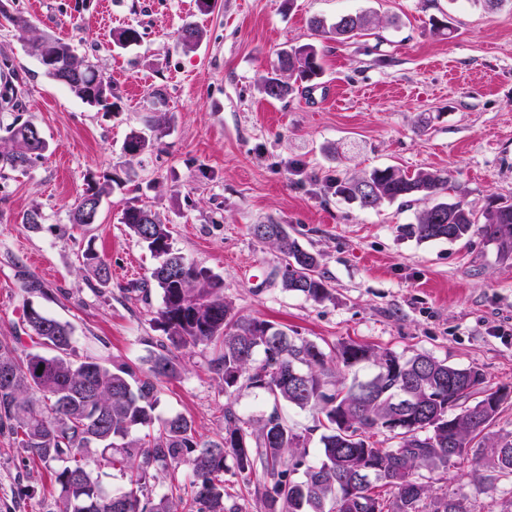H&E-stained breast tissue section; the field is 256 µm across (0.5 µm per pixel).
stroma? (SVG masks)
Listing matches in <instances>:
<instances>
[{
	"mask_svg": "<svg viewBox=\"0 0 512 512\" xmlns=\"http://www.w3.org/2000/svg\"><path fill=\"white\" fill-rule=\"evenodd\" d=\"M1 1L28 26L0 25V62L24 89L20 112L0 111V145L19 120L49 148L25 169L0 170V338L32 307L69 324L78 353L147 369L162 297L155 287L145 299L127 292L155 264L120 222L136 204L168 224L175 249L223 278L242 315L323 347L354 341L476 366L488 387L512 389V261L477 234L409 236L424 201L363 210L325 189L330 177L394 165L448 172L449 201L477 211L493 197L512 200V0L492 11L480 0H217L210 10L199 0ZM364 10L380 20L375 35L339 43L311 25ZM435 19L450 35L432 33ZM189 23L203 32L191 51L178 43ZM129 26L139 42L116 46L114 32ZM45 33L97 64L112 83L111 111L44 75L31 44ZM307 43L323 51L315 88L283 100L261 93L278 52ZM157 89L164 103L154 102ZM154 125L162 138L126 154L130 133ZM130 168L138 179L104 198L95 224L75 226L88 181ZM29 210L41 213L39 228L22 224ZM271 223L319 254L329 299L282 288L278 253L250 232ZM89 246L109 265V283L85 271ZM26 273L42 290L26 289ZM208 356L200 347L185 356L154 416L184 415L211 440L225 405L256 417L272 405L249 390L226 400ZM474 469L468 457L423 478L434 495L463 492L501 512L512 485L487 496ZM57 494L49 470L0 434V512H45Z\"/></svg>",
	"mask_w": 512,
	"mask_h": 512,
	"instance_id": "35a3bbf8",
	"label": "stroma"
}]
</instances>
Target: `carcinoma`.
<instances>
[{
	"instance_id": "carcinoma-1",
	"label": "carcinoma",
	"mask_w": 512,
	"mask_h": 512,
	"mask_svg": "<svg viewBox=\"0 0 512 512\" xmlns=\"http://www.w3.org/2000/svg\"><path fill=\"white\" fill-rule=\"evenodd\" d=\"M379 20L366 13L342 15L329 28L315 29L338 42L370 35ZM203 38L185 27L179 44L187 50ZM32 51L44 74L63 82L84 103H105L111 84L89 58L72 45L45 35ZM323 75L322 55L314 44L280 52L263 78V92L282 100L299 83ZM10 147L0 151V169H24L41 157L48 143L29 123L8 128ZM106 172L87 191L96 203L135 181ZM333 194L362 208H377L422 196L430 205L407 226L422 241H458L478 233L512 259V203L492 200L481 214L444 197L448 174L421 171L413 176L396 166L375 168L360 177L329 180ZM121 223L156 260L149 278L129 288L148 296L162 290V307L153 321L162 336H149L151 364L140 370L80 355L71 328L30 308L20 328L33 348H19L20 337L0 340V434L13 437L27 457L48 467L59 488L56 509L48 512H238L224 488L227 459L251 482L263 478L265 512H483L463 493L430 498L420 470L448 467L469 451L483 460L475 478L486 493L512 484V439L492 442L484 430L497 417L505 394L486 388L476 367L461 368L425 354L343 342L329 349L291 336L274 322L239 314L224 300V279L173 249L171 231L145 206H127ZM252 235L279 253L282 288L314 302L330 297V283L318 256L305 249L283 224H254ZM83 265L96 280L111 278L108 264L92 249ZM199 345L211 348L209 369L220 392L230 398L243 389L265 395L272 411L253 421L232 405L224 408V430L215 440L199 439L193 422L175 415L155 424L161 383L180 374L183 356ZM372 363L378 371L363 380L346 379L336 368ZM288 403L317 415L320 460L306 463L310 434L297 431L278 406ZM397 419L400 426L388 423ZM156 427L148 445L131 438L140 428ZM388 434L394 445L372 440ZM129 474L122 492L104 488L91 464ZM191 473L179 478L181 464ZM169 477L166 493L149 490L153 473ZM302 472L303 477L295 474Z\"/></svg>"
}]
</instances>
